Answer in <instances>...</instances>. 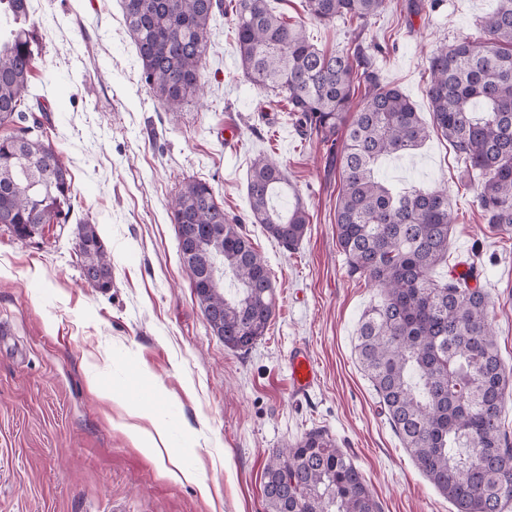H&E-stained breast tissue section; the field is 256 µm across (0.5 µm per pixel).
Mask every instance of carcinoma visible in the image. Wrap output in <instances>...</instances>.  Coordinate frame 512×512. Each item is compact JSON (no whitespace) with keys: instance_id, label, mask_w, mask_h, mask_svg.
Here are the masks:
<instances>
[{"instance_id":"obj_1","label":"carcinoma","mask_w":512,"mask_h":512,"mask_svg":"<svg viewBox=\"0 0 512 512\" xmlns=\"http://www.w3.org/2000/svg\"><path fill=\"white\" fill-rule=\"evenodd\" d=\"M392 0H305L310 19L356 23L351 47L325 50L303 25L274 13L268 0H122L141 80L168 112L204 92L202 61L216 16L233 20L244 78L288 103L301 138L338 164L336 242L348 274L377 300L361 316L357 355L391 428L419 471L455 512H505L512 505V433L502 423L506 373L475 267L437 280L448 260L452 213L444 189L399 188L378 163L421 144L434 128L474 181L489 224L512 229V0L476 22L477 34L442 43L428 57L432 126L396 86L383 82L360 40ZM29 0H0V224L20 238L68 220L72 177L45 139L43 124L21 109L40 101L31 70L40 45ZM364 95L357 108L353 98ZM250 217L285 249L302 240L310 217L288 203V177L268 156L247 180ZM177 236L197 229L196 251L181 258L213 334L236 350L251 347L275 313L271 271L205 181L185 182L171 202ZM222 226L220 238L208 232ZM83 275L112 287V263L97 225L80 224ZM267 512H381L352 456L324 429L272 452L265 468Z\"/></svg>"}]
</instances>
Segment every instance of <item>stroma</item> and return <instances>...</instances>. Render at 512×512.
Listing matches in <instances>:
<instances>
[{"mask_svg": "<svg viewBox=\"0 0 512 512\" xmlns=\"http://www.w3.org/2000/svg\"><path fill=\"white\" fill-rule=\"evenodd\" d=\"M399 0L372 20L375 64L430 121L427 58L442 40L474 32L495 0H438L411 12ZM41 52L31 71L44 135L72 176L67 223L27 238L0 224V512H266L273 450L313 428L347 449L383 512H453L403 448L355 351L358 322L376 300L349 276L336 247L338 181L322 147L304 142L281 105L239 67L229 18L208 44L207 94L165 112L140 81L121 0H31ZM304 22L321 48H347L348 25L307 20L302 0H270ZM234 129L233 146L224 142ZM285 169L310 214L283 249L247 224L267 260L275 315L248 350L209 328L180 255L169 202L187 179L214 189L226 212L249 213L246 178L258 155ZM463 165L438 133L382 164L396 184L444 188L453 226L446 278L479 262L503 363L512 372V231L486 223ZM98 225L112 286L82 273L77 227ZM308 349L318 371L309 395L288 391V354ZM161 440L167 459L126 427ZM193 472L177 481L172 463Z\"/></svg>", "mask_w": 512, "mask_h": 512, "instance_id": "stroma-1", "label": "stroma"}]
</instances>
